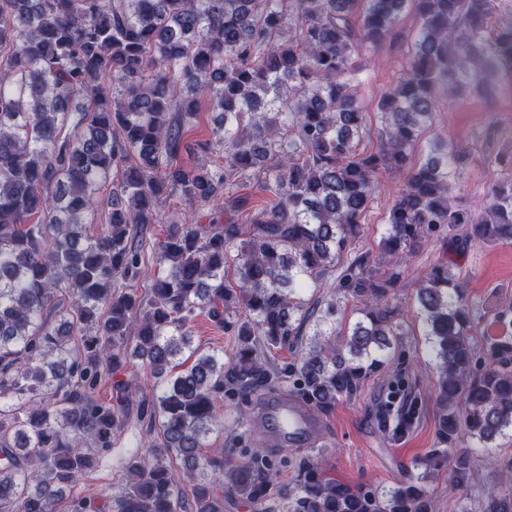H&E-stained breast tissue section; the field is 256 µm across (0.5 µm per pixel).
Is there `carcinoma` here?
Returning a JSON list of instances; mask_svg holds the SVG:
<instances>
[{
    "label": "carcinoma",
    "mask_w": 512,
    "mask_h": 512,
    "mask_svg": "<svg viewBox=\"0 0 512 512\" xmlns=\"http://www.w3.org/2000/svg\"><path fill=\"white\" fill-rule=\"evenodd\" d=\"M495 0H0V512H59L73 485L112 447L137 404L146 435L119 487L70 499L66 512H224L229 486L257 512H430L416 476L377 491L338 482L311 456L277 481L273 460L248 448L233 464L204 452L220 422L216 400L289 388L314 413L356 397L401 335L403 254L442 238L464 253L512 242V179L488 190L482 212L458 204L461 147L414 159L440 98L488 96L512 75V22L492 25ZM419 21L414 49L377 104L379 147L359 151L366 125L353 56L392 40L402 14ZM208 96L218 124L200 145L224 165H185V129ZM108 224L87 229L112 170ZM403 182L379 261L344 259L361 233L378 177ZM245 179L272 197L256 208L225 196L226 222L172 224L152 247L150 294L138 228L160 223L180 196L203 210ZM246 242L237 244L238 239ZM234 267L239 283L224 284ZM337 272L363 307L333 339L303 344L304 327L336 314L300 294ZM439 372L440 441L476 447L448 465V489L468 481L480 449L512 431V336L474 340L461 274L433 266L417 289ZM244 309L246 317L239 316ZM204 312L236 339L229 361L191 347ZM55 312L54 321L47 313ZM296 345L291 364L272 351ZM189 352L193 362L178 361ZM160 380L116 399L98 386L128 355ZM483 512H512L497 488Z\"/></svg>",
    "instance_id": "cac0c4a2"
}]
</instances>
